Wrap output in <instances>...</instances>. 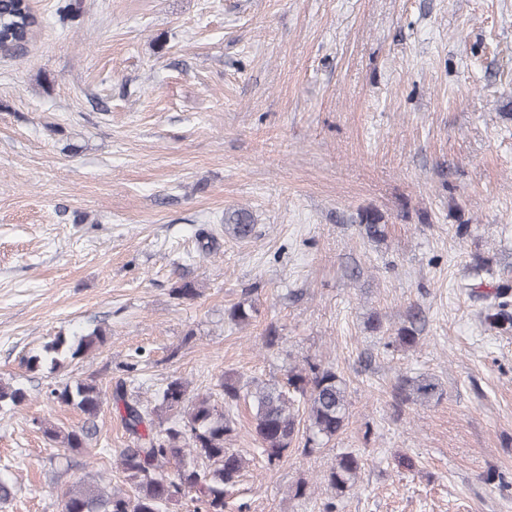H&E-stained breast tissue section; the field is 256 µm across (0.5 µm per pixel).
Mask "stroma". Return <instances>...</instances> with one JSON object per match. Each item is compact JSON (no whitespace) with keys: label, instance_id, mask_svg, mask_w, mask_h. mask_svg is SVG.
<instances>
[{"label":"stroma","instance_id":"35a3bbf8","mask_svg":"<svg viewBox=\"0 0 512 512\" xmlns=\"http://www.w3.org/2000/svg\"><path fill=\"white\" fill-rule=\"evenodd\" d=\"M29 4L32 37L0 52V383L26 394L0 409L19 479L0 512H58L90 474L128 487L112 402L84 449L38 429L86 421L48 402L61 382L122 378L146 401L175 376L220 406V379L308 361L347 385L343 433L270 471L234 407L247 467L224 512H512V332L469 290L512 280V0H81L63 23L57 0ZM241 207L245 242L224 233ZM244 300L258 314L237 326ZM412 307L417 345L390 344ZM97 327L64 372L27 368ZM420 375L440 397L397 404ZM347 451L365 466L336 500L322 476ZM252 215L245 209H237L224 214V232L238 240H248L254 235Z\"/></svg>","mask_w":512,"mask_h":512}]
</instances>
